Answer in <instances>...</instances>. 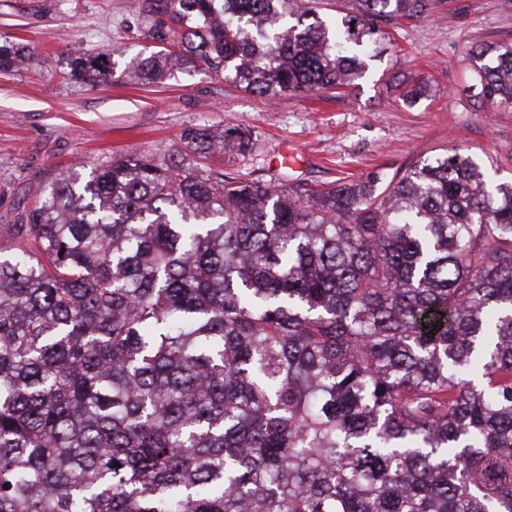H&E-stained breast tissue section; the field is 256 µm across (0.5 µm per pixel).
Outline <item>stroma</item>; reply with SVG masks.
<instances>
[{
  "instance_id": "obj_1",
  "label": "stroma",
  "mask_w": 512,
  "mask_h": 512,
  "mask_svg": "<svg viewBox=\"0 0 512 512\" xmlns=\"http://www.w3.org/2000/svg\"><path fill=\"white\" fill-rule=\"evenodd\" d=\"M140 0H0V37L31 59L0 71V230L23 243L17 218L72 168L107 164L137 150L174 155L189 127L251 131L243 155L208 154L205 167L267 179L326 184L370 179L435 150L458 149L493 183L512 181V107L469 97V50L512 43V0H441L391 32V41L339 98L244 92L197 73L159 86L133 75L147 42ZM107 53L112 73L91 86L64 80L72 49ZM421 83L423 96L402 91Z\"/></svg>"
}]
</instances>
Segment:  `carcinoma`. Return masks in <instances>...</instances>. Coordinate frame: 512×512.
<instances>
[{"label":"carcinoma","instance_id":"1","mask_svg":"<svg viewBox=\"0 0 512 512\" xmlns=\"http://www.w3.org/2000/svg\"><path fill=\"white\" fill-rule=\"evenodd\" d=\"M440 2L141 0L136 69L333 95ZM470 57L512 106V44ZM251 140L67 175L0 246V512H512V183L455 149L317 185L189 158Z\"/></svg>","mask_w":512,"mask_h":512}]
</instances>
